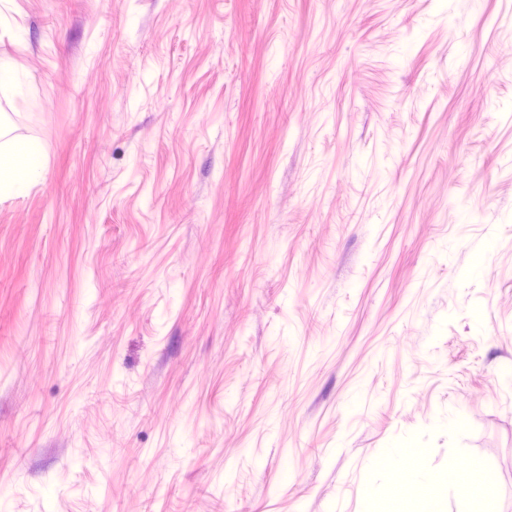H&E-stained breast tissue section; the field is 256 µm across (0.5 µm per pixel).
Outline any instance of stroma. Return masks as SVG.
<instances>
[{"mask_svg": "<svg viewBox=\"0 0 512 512\" xmlns=\"http://www.w3.org/2000/svg\"><path fill=\"white\" fill-rule=\"evenodd\" d=\"M0 0L8 512H512V0Z\"/></svg>", "mask_w": 512, "mask_h": 512, "instance_id": "obj_1", "label": "stroma"}]
</instances>
